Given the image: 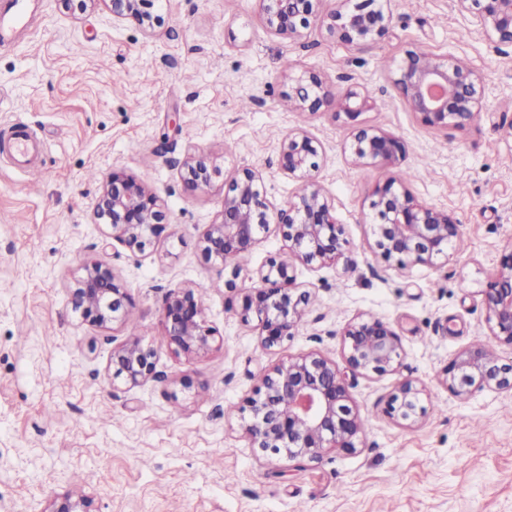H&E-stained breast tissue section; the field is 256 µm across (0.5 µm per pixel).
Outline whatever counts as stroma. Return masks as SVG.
I'll return each mask as SVG.
<instances>
[{
  "mask_svg": "<svg viewBox=\"0 0 512 512\" xmlns=\"http://www.w3.org/2000/svg\"><path fill=\"white\" fill-rule=\"evenodd\" d=\"M388 7L389 37L359 49L321 22L295 41L273 35L258 0H155L160 22L150 30L113 17L104 0L76 17L59 0H29L31 27L0 43V512H46L68 490L91 497L93 512H512V392L462 399L440 377L477 339L512 361L481 295L512 245V44L477 30L453 0ZM417 47L482 76L473 122L438 132L410 112L392 77ZM309 72L331 92L367 95L371 108L352 123L289 107L290 79ZM16 123L38 142L40 179L16 160ZM360 125L399 137L400 164L354 163L346 147ZM296 128L320 144L315 177L346 245L336 262L296 264L306 314L266 350L199 240L242 168L261 171L273 206L293 197L299 182L281 171L279 143ZM193 152L218 169L202 190L181 179ZM115 169L165 205L167 236L136 254L103 247L94 219ZM408 169L418 172L408 183L416 198L461 225L442 266L402 269L374 253L369 194ZM88 261L109 266L131 297L124 323L96 327L73 310ZM194 286L207 292L219 340L208 353L177 355L161 309L171 289ZM360 315L394 327L401 359L393 372L352 378L365 422L355 450L295 462L254 448L240 409L263 371L311 353L345 368L341 333ZM132 337L154 351L157 373L135 388L113 382L111 367L113 348ZM406 381L423 390L412 425L385 412Z\"/></svg>",
  "mask_w": 512,
  "mask_h": 512,
  "instance_id": "obj_1",
  "label": "stroma"
}]
</instances>
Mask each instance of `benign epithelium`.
Returning <instances> with one entry per match:
<instances>
[{"label": "benign epithelium", "mask_w": 512, "mask_h": 512, "mask_svg": "<svg viewBox=\"0 0 512 512\" xmlns=\"http://www.w3.org/2000/svg\"><path fill=\"white\" fill-rule=\"evenodd\" d=\"M112 15L132 18L145 28L155 23L153 0H108ZM270 33L296 39L319 17L321 0H259ZM330 16L329 30L342 41L364 48L388 35L392 16L384 0H341ZM459 12L499 43H512V0H455ZM393 83L404 102L426 127L446 131L472 122L479 112L484 86L480 75L450 55L405 52ZM288 101L302 112L335 107V116L354 122L371 103L354 89L332 94L316 73L294 80ZM318 142L303 129L288 133L280 145L283 173L301 181L294 198L282 207L271 205L261 172L238 171L224 194L221 221L209 225L199 247L206 260L221 266L224 288L241 291L240 316L256 319L265 349L293 336L305 313L307 292H296L294 263L325 264L341 255L345 239L332 199L316 182L314 158ZM353 161L395 166L404 158V143L373 126L359 128L348 145ZM213 168L207 157L189 154L181 176L201 189L210 185ZM375 252L386 262L435 266L448 260L461 228L447 211L419 202L406 185L389 178L377 185L370 200ZM105 226L104 240H115L131 251H142L161 236L166 214L160 198L143 182L122 171L106 179L94 211ZM275 224L289 242V255L270 258L256 281L238 284L237 257L252 251L259 236ZM199 290L176 288L165 298L162 318L174 353L205 354L213 348L216 330L208 325ZM491 335L512 348V247L500 269L482 291ZM71 300L81 318L99 327L122 323L133 306L126 289L111 269L100 262L83 265ZM349 373L317 354L280 363L267 370L264 382L247 401L246 433L254 447L289 461L319 459L329 448L353 450L364 429L353 404L348 376L395 370L400 337L376 317L359 316L343 332ZM154 354L139 339L130 338L112 349V377L127 387L156 378ZM442 382L457 397L485 388L512 391V365L491 357L483 348L467 347L443 369ZM386 413L414 423L423 414L421 390L410 382L400 385ZM90 500L70 492L53 497L48 512H91Z\"/></svg>", "instance_id": "obj_1"}]
</instances>
